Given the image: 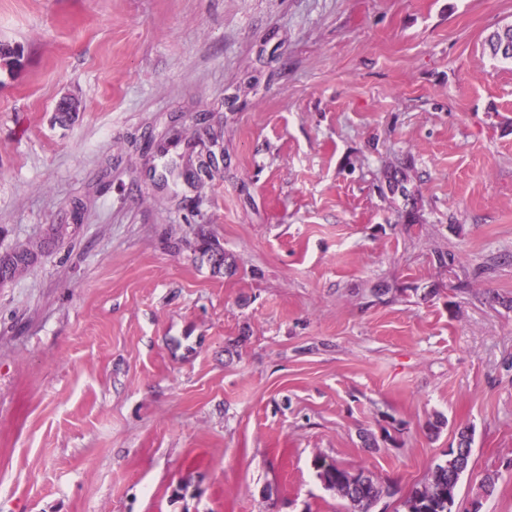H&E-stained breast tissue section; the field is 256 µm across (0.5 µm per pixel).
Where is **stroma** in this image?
Masks as SVG:
<instances>
[{"label":"stroma","mask_w":512,"mask_h":512,"mask_svg":"<svg viewBox=\"0 0 512 512\" xmlns=\"http://www.w3.org/2000/svg\"><path fill=\"white\" fill-rule=\"evenodd\" d=\"M507 26L0 0V258L33 252L0 281V512H344L316 460L405 495L463 430L458 508L493 472L512 512ZM490 55L502 60H512V27L498 30L487 39Z\"/></svg>","instance_id":"1"}]
</instances>
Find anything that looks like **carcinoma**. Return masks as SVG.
I'll return each instance as SVG.
<instances>
[{
    "label": "carcinoma",
    "instance_id": "cac0c4a2",
    "mask_svg": "<svg viewBox=\"0 0 512 512\" xmlns=\"http://www.w3.org/2000/svg\"><path fill=\"white\" fill-rule=\"evenodd\" d=\"M487 47L492 57L512 60V27L491 34ZM471 444V436L459 432L456 446L449 448L445 459L434 466L427 482L403 497L402 512H453L459 481L470 464ZM323 464L316 460L318 476L326 485L336 484V494L346 500L347 512H371L382 496L397 493L395 486L375 480L362 467L351 469L336 464L325 469Z\"/></svg>",
    "mask_w": 512,
    "mask_h": 512
}]
</instances>
